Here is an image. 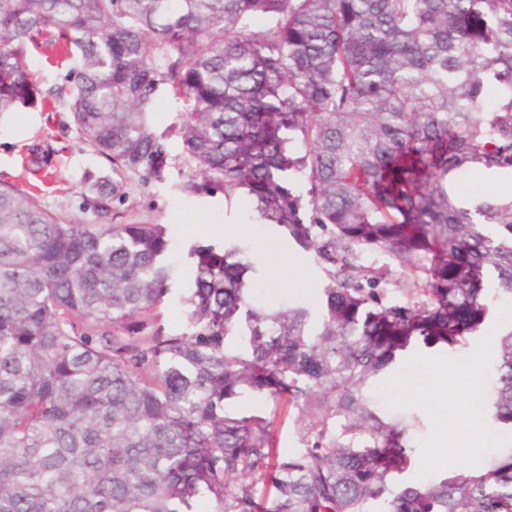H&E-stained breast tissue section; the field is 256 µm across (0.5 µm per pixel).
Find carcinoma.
Listing matches in <instances>:
<instances>
[{
  "mask_svg": "<svg viewBox=\"0 0 512 512\" xmlns=\"http://www.w3.org/2000/svg\"><path fill=\"white\" fill-rule=\"evenodd\" d=\"M42 35L69 86L33 77ZM163 93L183 103L188 189L246 195L324 262L317 317L252 302L243 249L193 244L186 331L165 329V228L112 207L130 176L166 177ZM50 100L110 164L80 186L105 223L0 183V512H512V460L394 484L404 430L369 394L408 334L466 343L485 267L512 298V194L458 188L512 178V0H0V116ZM491 378L490 417L512 424V330ZM247 392L301 410L304 447L229 410Z\"/></svg>",
  "mask_w": 512,
  "mask_h": 512,
  "instance_id": "carcinoma-1",
  "label": "carcinoma"
}]
</instances>
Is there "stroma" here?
<instances>
[{
	"label": "stroma",
	"mask_w": 512,
	"mask_h": 512,
	"mask_svg": "<svg viewBox=\"0 0 512 512\" xmlns=\"http://www.w3.org/2000/svg\"><path fill=\"white\" fill-rule=\"evenodd\" d=\"M66 108L58 111H33L21 108L0 118V181L25 187L40 185L41 201L62 220L84 218L92 221L91 212L83 208L78 186L84 171L108 172V161L90 151L73 125L68 124ZM182 122V103L165 94L152 106V124L166 133L171 149L172 165L161 183H142L138 177L129 180L128 194L118 209L126 221L165 225L178 254H185L195 243H241L251 250L256 266L255 276L268 299L278 302H303L317 307L323 283L322 264L314 252L304 249L284 236L272 224H245L246 208L242 199L225 202L222 193L195 194L189 183L199 181L194 163L187 160L178 128ZM499 305L488 302L484 321L478 332L469 334L466 345L448 346L419 339L401 352L397 363L409 355H446L462 358L470 354L482 333L493 325ZM246 405L257 408L275 421L277 446L283 451L302 447V414L286 403H274L248 397ZM377 412L387 421L399 422L405 428L403 444L408 450L407 469L394 475L396 484L415 481L420 466L419 442L431 430L426 413L420 409L392 411L376 402Z\"/></svg>",
	"instance_id": "1"
}]
</instances>
